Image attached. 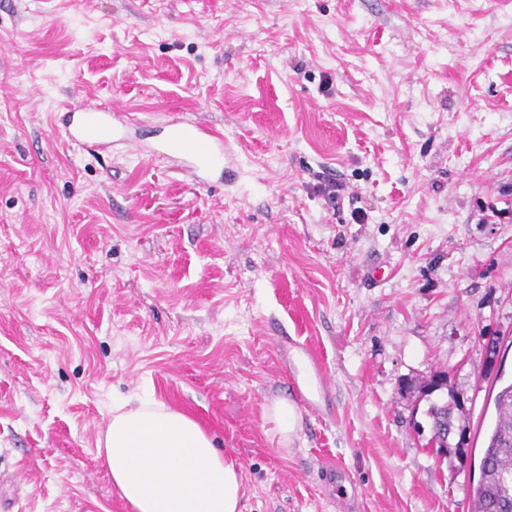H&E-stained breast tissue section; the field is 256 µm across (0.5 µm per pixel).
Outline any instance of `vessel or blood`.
I'll return each instance as SVG.
<instances>
[{
  "label": "vessel or blood",
  "mask_w": 512,
  "mask_h": 512,
  "mask_svg": "<svg viewBox=\"0 0 512 512\" xmlns=\"http://www.w3.org/2000/svg\"><path fill=\"white\" fill-rule=\"evenodd\" d=\"M129 113L109 106L82 103L67 107L62 127L68 143L107 152L126 144L120 130L130 123ZM160 152L189 159L198 172H210L224 166V136L213 125L199 119L181 117L168 122L167 132L159 145ZM304 371L314 391L325 390L328 384L323 366L313 352H305Z\"/></svg>",
  "instance_id": "b4317fda"
}]
</instances>
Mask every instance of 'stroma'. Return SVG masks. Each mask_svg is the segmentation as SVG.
Returning <instances> with one entry per match:
<instances>
[{"label": "stroma", "instance_id": "35a3bbf8", "mask_svg": "<svg viewBox=\"0 0 512 512\" xmlns=\"http://www.w3.org/2000/svg\"><path fill=\"white\" fill-rule=\"evenodd\" d=\"M87 98L144 144L202 118L231 176L68 144L60 109ZM283 336L320 358L331 412ZM439 373L467 417L445 460L406 387ZM510 381L512 0H0L9 512H131L98 442L135 398L239 463L241 512H471ZM269 412L277 423L281 435L289 440L296 433L299 424V415L295 404L287 399H280L271 405Z\"/></svg>", "mask_w": 512, "mask_h": 512}]
</instances>
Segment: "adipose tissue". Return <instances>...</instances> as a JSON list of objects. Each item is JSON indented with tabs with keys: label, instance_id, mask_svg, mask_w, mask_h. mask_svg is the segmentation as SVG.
<instances>
[{
	"label": "adipose tissue",
	"instance_id": "ef3b65f1",
	"mask_svg": "<svg viewBox=\"0 0 512 512\" xmlns=\"http://www.w3.org/2000/svg\"><path fill=\"white\" fill-rule=\"evenodd\" d=\"M131 512H241V477L189 414L160 401L117 405L100 443Z\"/></svg>",
	"mask_w": 512,
	"mask_h": 512
}]
</instances>
